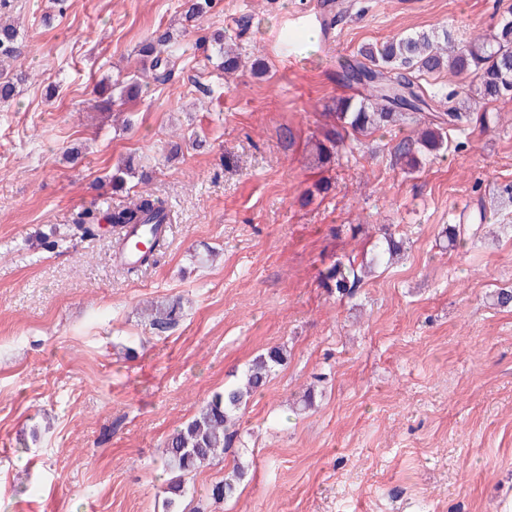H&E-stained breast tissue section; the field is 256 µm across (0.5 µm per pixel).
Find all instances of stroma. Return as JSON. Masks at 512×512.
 <instances>
[{
  "label": "stroma",
  "mask_w": 512,
  "mask_h": 512,
  "mask_svg": "<svg viewBox=\"0 0 512 512\" xmlns=\"http://www.w3.org/2000/svg\"><path fill=\"white\" fill-rule=\"evenodd\" d=\"M11 2L28 79L0 105V512H512V308L493 300L512 287V98L409 174L407 126L327 165L314 146L351 93L339 59L448 26L477 38L512 0H214L196 22L183 0ZM163 30L185 52L159 84L138 48ZM217 30L235 73L207 59ZM131 75L141 94L99 110L93 88ZM143 193L173 214L157 264L128 273L113 232L35 244ZM476 203L482 226L449 246ZM386 229L403 256L337 298L328 270ZM172 298L182 316L155 332L142 310ZM274 345L288 359L223 461L167 507L165 438ZM245 475L243 467L234 464L232 471L224 476V479L213 484L209 489V495L214 500H224L231 497L237 491L238 485Z\"/></svg>",
  "instance_id": "1"
}]
</instances>
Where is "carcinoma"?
<instances>
[{"label":"carcinoma","mask_w":512,"mask_h":512,"mask_svg":"<svg viewBox=\"0 0 512 512\" xmlns=\"http://www.w3.org/2000/svg\"><path fill=\"white\" fill-rule=\"evenodd\" d=\"M212 0H185V15L190 19L203 17ZM443 42L451 52L443 56L436 34L426 32L407 35L381 45L368 44L357 54L339 62V78L343 85L361 87L369 98L340 97L336 100V123L324 133L317 146L321 159L327 161L341 153L347 137L370 130L383 129L396 121L414 122L416 115L431 109L436 94L418 81L423 73H433L443 66L472 81L448 95V110L434 116L433 127L416 136H408L397 145L398 158L407 171H414L427 159H433L444 148L447 132L466 130L470 114L462 111L463 103L475 100L482 104L494 102L512 94V18H504L488 35L468 42L454 38L449 30L442 32ZM217 68L229 70L236 60L224 53V35H213ZM179 52L169 32H158L140 48L141 56L150 60L154 80L165 82L171 76L172 58ZM20 53L17 28L0 19V58H13ZM25 81L23 74L0 70V103L14 97L17 84ZM169 217L162 201L141 195L130 207L117 211L87 208L78 214L72 225V235L91 237L99 234V224L107 222L127 228L130 232H155ZM404 243L392 235L376 247L370 265L380 266L403 251ZM334 282L336 294L352 297L362 282V269L354 264L338 263L327 274ZM181 304L172 301L155 309L150 326L160 332L174 325L181 314ZM287 360L283 346H272L258 355L246 367L239 383L224 388L205 401L197 413L182 427L175 429L165 440L160 463L171 474L164 487L169 494L168 504L185 493L186 479L200 467L216 460L220 448H229L238 435L240 411L267 385L275 369ZM245 475L243 467L235 464L224 479L213 484L209 495L223 500L235 494Z\"/></svg>","instance_id":"1"}]
</instances>
